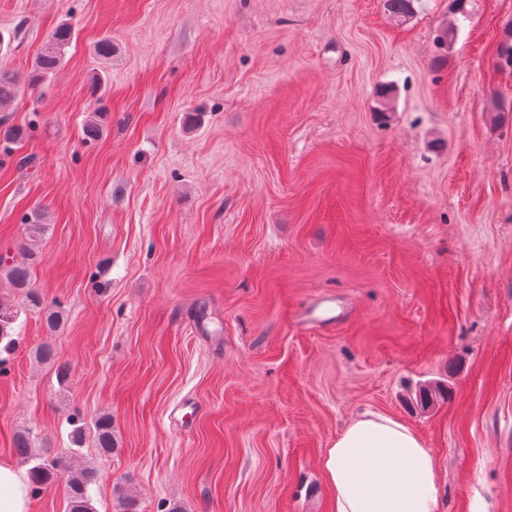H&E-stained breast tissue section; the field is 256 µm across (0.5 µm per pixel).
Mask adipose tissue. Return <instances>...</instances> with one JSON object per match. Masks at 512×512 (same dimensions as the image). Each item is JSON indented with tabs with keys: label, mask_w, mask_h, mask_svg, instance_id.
Instances as JSON below:
<instances>
[{
	"label": "adipose tissue",
	"mask_w": 512,
	"mask_h": 512,
	"mask_svg": "<svg viewBox=\"0 0 512 512\" xmlns=\"http://www.w3.org/2000/svg\"><path fill=\"white\" fill-rule=\"evenodd\" d=\"M322 467L334 512H438L434 459L394 417H354L326 449ZM28 486L24 470L0 462V512H29Z\"/></svg>",
	"instance_id": "obj_1"
}]
</instances>
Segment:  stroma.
<instances>
[{
    "label": "stroma",
    "instance_id": "obj_1",
    "mask_svg": "<svg viewBox=\"0 0 512 512\" xmlns=\"http://www.w3.org/2000/svg\"><path fill=\"white\" fill-rule=\"evenodd\" d=\"M414 8L0 0V259L41 214L32 278L66 312L15 324L0 461L107 413L115 452L80 451L95 512L119 486L138 512H333L322 457L374 411L430 450L439 512H512V0ZM73 36L71 28L61 25L53 32L46 49L37 57L33 66L32 77L36 81L49 78L56 72L62 62L65 47Z\"/></svg>",
    "mask_w": 512,
    "mask_h": 512
}]
</instances>
